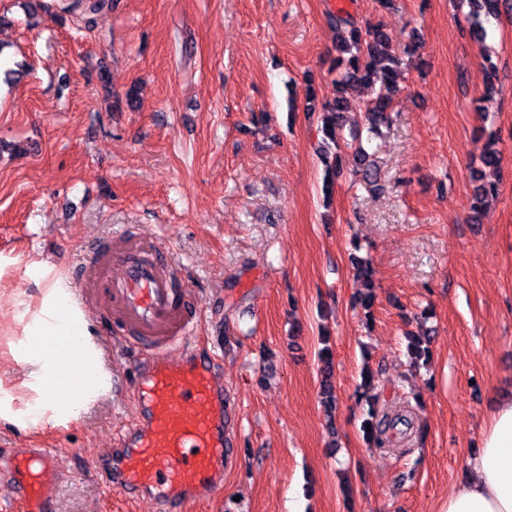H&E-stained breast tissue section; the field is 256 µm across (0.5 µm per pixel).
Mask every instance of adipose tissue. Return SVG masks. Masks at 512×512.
Returning a JSON list of instances; mask_svg holds the SVG:
<instances>
[{
  "label": "adipose tissue",
  "instance_id": "1",
  "mask_svg": "<svg viewBox=\"0 0 512 512\" xmlns=\"http://www.w3.org/2000/svg\"><path fill=\"white\" fill-rule=\"evenodd\" d=\"M76 310L69 286L55 283L28 327V339L18 355L31 366L30 386L37 397L25 411L24 423L38 424L48 413L57 423L70 422L93 397L106 390L107 376L98 366V352L88 333H75L65 355L55 351L56 336ZM67 365L89 368L92 374L75 402L63 396L52 399L46 393L47 384L58 379ZM443 512H512V396L496 399L480 445L466 458Z\"/></svg>",
  "mask_w": 512,
  "mask_h": 512
}]
</instances>
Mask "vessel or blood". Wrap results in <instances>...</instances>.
I'll return each mask as SVG.
<instances>
[{
	"mask_svg": "<svg viewBox=\"0 0 512 512\" xmlns=\"http://www.w3.org/2000/svg\"><path fill=\"white\" fill-rule=\"evenodd\" d=\"M91 286L125 341L141 356L134 384L135 415L114 448L97 461L100 481L129 500L154 499L162 512H192L215 501L235 455L229 436L231 403L219 374L220 341L196 339L194 293L173 287L177 264L157 238L134 233L119 247L94 251ZM177 352L176 360L162 352ZM54 448H19L0 483L25 512H56L42 488L56 470Z\"/></svg>",
	"mask_w": 512,
	"mask_h": 512,
	"instance_id": "obj_1",
	"label": "vessel or blood"
}]
</instances>
